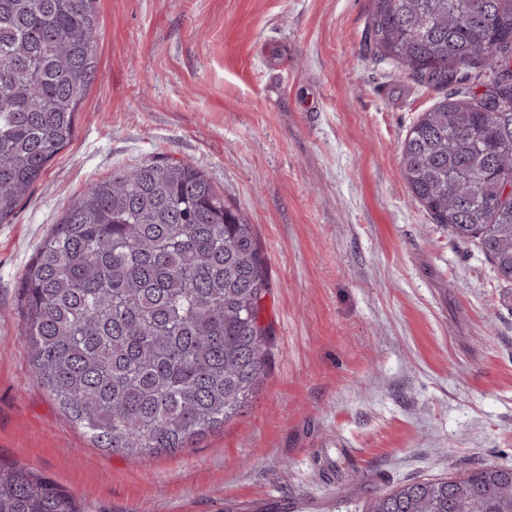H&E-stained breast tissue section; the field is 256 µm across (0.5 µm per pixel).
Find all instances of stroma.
I'll return each mask as SVG.
<instances>
[{
    "instance_id": "stroma-1",
    "label": "stroma",
    "mask_w": 512,
    "mask_h": 512,
    "mask_svg": "<svg viewBox=\"0 0 512 512\" xmlns=\"http://www.w3.org/2000/svg\"><path fill=\"white\" fill-rule=\"evenodd\" d=\"M96 79L73 141L0 224V464L83 512H364L377 492L512 467V285L434 223L398 147L443 100L380 58L371 0H97ZM151 159L202 169L268 272L265 375L175 456L97 448L33 373L20 279L69 200ZM359 480H352V472Z\"/></svg>"
}]
</instances>
